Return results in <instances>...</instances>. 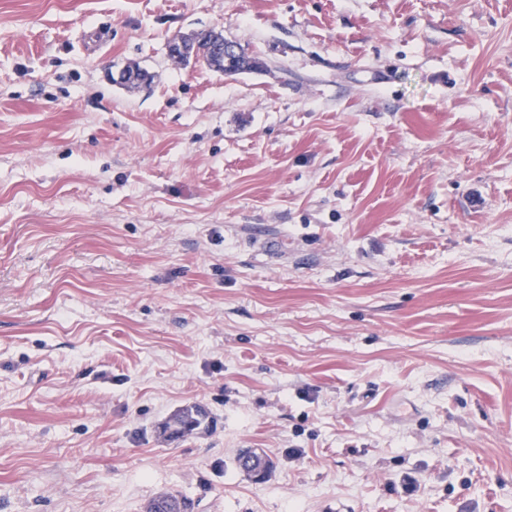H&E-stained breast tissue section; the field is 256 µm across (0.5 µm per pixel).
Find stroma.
Segmentation results:
<instances>
[{"label": "stroma", "mask_w": 512, "mask_h": 512, "mask_svg": "<svg viewBox=\"0 0 512 512\" xmlns=\"http://www.w3.org/2000/svg\"><path fill=\"white\" fill-rule=\"evenodd\" d=\"M162 493L512 512V0H0V512ZM215 33L216 32L214 31H206L189 35H177L173 37L170 42H176L178 39L191 40L198 47L197 61H201L209 69L215 72L224 74H239L244 71L253 70V66L256 63L255 57L248 55L244 50H241L237 55H229L224 57V53L233 54L239 52V48L237 46L229 44L224 47V43L222 44L223 46L219 56H217L218 60L224 61V68H222L221 72L214 70L210 65V60L213 56V37Z\"/></svg>", "instance_id": "1"}]
</instances>
